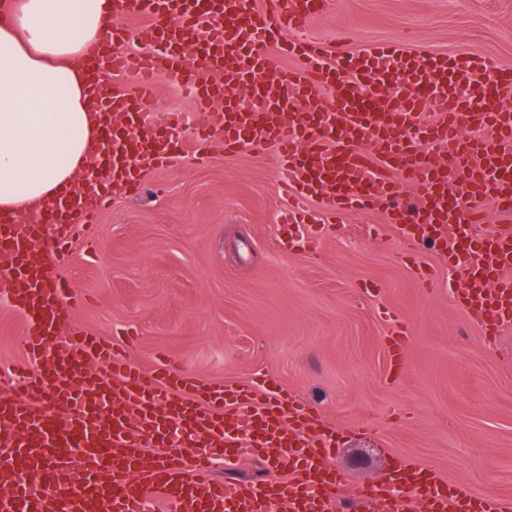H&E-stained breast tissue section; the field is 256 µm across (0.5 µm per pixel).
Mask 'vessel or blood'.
Returning a JSON list of instances; mask_svg holds the SVG:
<instances>
[{
    "mask_svg": "<svg viewBox=\"0 0 512 512\" xmlns=\"http://www.w3.org/2000/svg\"><path fill=\"white\" fill-rule=\"evenodd\" d=\"M136 14L86 50L98 108L101 181L67 188L36 219L0 215V297L25 320L24 364L0 394V512H512V499L450 486L433 468L399 461L391 478L349 486L332 466L334 430L280 382H208L167 357L144 368L116 342L73 321L83 295L52 268L88 240L112 197L138 195L145 167H170L213 145L271 148L288 173L286 223L385 214L415 265L440 244L468 260L459 307L493 340L512 326V68L472 54L369 44L330 62L305 35L326 0H113ZM291 60L271 71L270 46ZM182 87L200 121H148L158 78ZM499 221L479 232L488 214ZM488 224V223H487ZM406 326L385 338L389 376L405 368ZM269 396L256 400L258 388ZM271 459V476L228 484L211 462Z\"/></svg>",
    "mask_w": 512,
    "mask_h": 512,
    "instance_id": "obj_1",
    "label": "vessel or blood"
}]
</instances>
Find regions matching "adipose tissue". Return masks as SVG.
Listing matches in <instances>:
<instances>
[{
  "label": "adipose tissue",
  "instance_id": "1",
  "mask_svg": "<svg viewBox=\"0 0 512 512\" xmlns=\"http://www.w3.org/2000/svg\"><path fill=\"white\" fill-rule=\"evenodd\" d=\"M111 24L112 0L0 7V210L27 212L88 172L96 131L80 61Z\"/></svg>",
  "mask_w": 512,
  "mask_h": 512
}]
</instances>
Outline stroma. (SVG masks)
I'll return each mask as SVG.
<instances>
[{
    "label": "stroma",
    "mask_w": 512,
    "mask_h": 512,
    "mask_svg": "<svg viewBox=\"0 0 512 512\" xmlns=\"http://www.w3.org/2000/svg\"><path fill=\"white\" fill-rule=\"evenodd\" d=\"M307 32L332 57L411 32L415 51L512 66V0H328ZM279 179L261 148L231 155L216 145L146 169L141 192L114 198L91 244L73 250L65 274L86 298L77 323L105 338L135 333L128 353L147 367L162 351L220 384L282 381L339 430L332 464L349 484L410 459L512 497V327L485 342L452 301L447 259L424 251L434 276L420 280L378 213L283 249ZM384 307L410 336L395 383ZM23 329L0 300V368L24 362Z\"/></svg>",
    "instance_id": "1"
}]
</instances>
